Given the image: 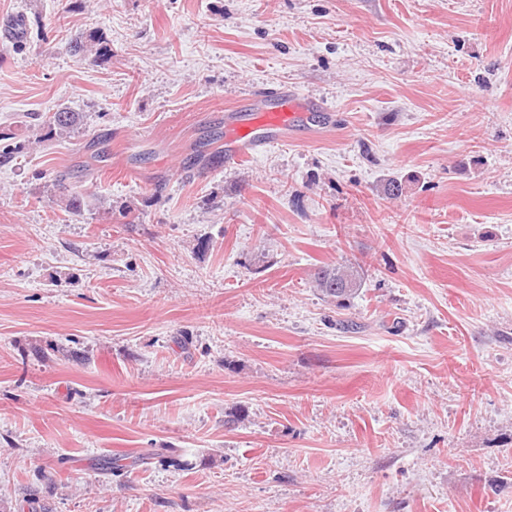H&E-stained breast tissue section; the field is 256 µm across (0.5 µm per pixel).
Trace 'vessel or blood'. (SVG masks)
I'll list each match as a JSON object with an SVG mask.
<instances>
[{
    "mask_svg": "<svg viewBox=\"0 0 512 512\" xmlns=\"http://www.w3.org/2000/svg\"><path fill=\"white\" fill-rule=\"evenodd\" d=\"M309 103L299 95L280 88L254 105L249 119L229 115L224 139L231 150L227 162L251 158L267 146L288 140L308 119Z\"/></svg>",
    "mask_w": 512,
    "mask_h": 512,
    "instance_id": "vessel-or-blood-1",
    "label": "vessel or blood"
}]
</instances>
